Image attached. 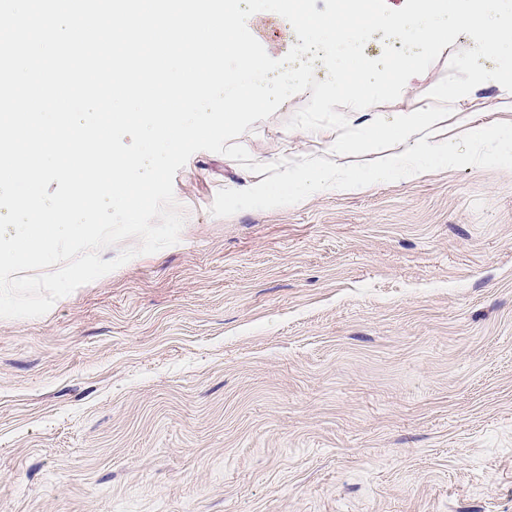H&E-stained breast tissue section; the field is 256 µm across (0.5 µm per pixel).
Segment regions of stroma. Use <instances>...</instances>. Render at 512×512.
I'll use <instances>...</instances> for the list:
<instances>
[{
	"label": "stroma",
	"instance_id": "obj_1",
	"mask_svg": "<svg viewBox=\"0 0 512 512\" xmlns=\"http://www.w3.org/2000/svg\"><path fill=\"white\" fill-rule=\"evenodd\" d=\"M458 35L352 127L427 108ZM254 161L328 156L286 129ZM453 164L298 206L210 212L262 182L193 154L178 243L37 318H0V512H512V92L452 106Z\"/></svg>",
	"mask_w": 512,
	"mask_h": 512
}]
</instances>
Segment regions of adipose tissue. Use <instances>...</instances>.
<instances>
[{
	"instance_id": "obj_1",
	"label": "adipose tissue",
	"mask_w": 512,
	"mask_h": 512,
	"mask_svg": "<svg viewBox=\"0 0 512 512\" xmlns=\"http://www.w3.org/2000/svg\"><path fill=\"white\" fill-rule=\"evenodd\" d=\"M323 29L330 30L331 37L336 42L363 39L367 30L358 0H347L344 13L340 16L328 11L287 12L284 31L290 37L289 53L298 57L307 54L306 45L294 41V34L307 36ZM441 123L442 115L438 112H398L391 122L369 128L362 142L373 145L377 140L387 137L400 144L415 142L416 150L403 154L402 159L405 176L417 178L432 173L449 161L448 151L443 147ZM349 149V144L336 141L333 147L335 158ZM335 158L320 163L306 177L287 181L289 202L301 203L314 194L327 190L341 194L362 192L389 177L394 170L392 159L382 156L376 161L369 177L355 178L349 176L336 163Z\"/></svg>"
}]
</instances>
